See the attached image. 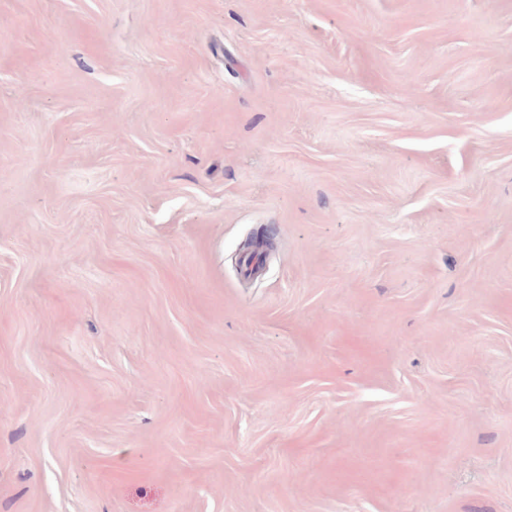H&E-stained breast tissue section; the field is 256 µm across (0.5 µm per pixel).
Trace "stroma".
Wrapping results in <instances>:
<instances>
[{
	"mask_svg": "<svg viewBox=\"0 0 512 512\" xmlns=\"http://www.w3.org/2000/svg\"><path fill=\"white\" fill-rule=\"evenodd\" d=\"M0 512H512V0H0Z\"/></svg>",
	"mask_w": 512,
	"mask_h": 512,
	"instance_id": "1",
	"label": "stroma"
}]
</instances>
